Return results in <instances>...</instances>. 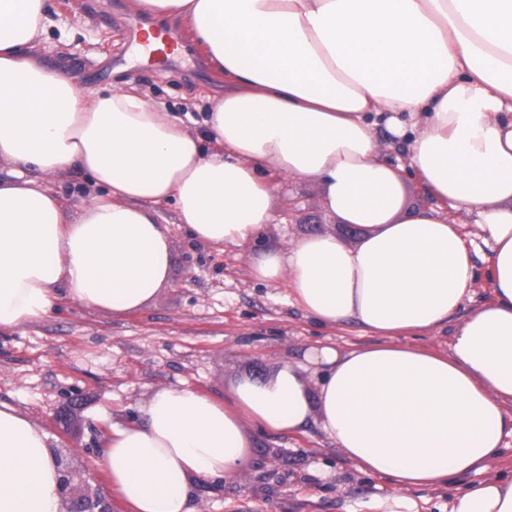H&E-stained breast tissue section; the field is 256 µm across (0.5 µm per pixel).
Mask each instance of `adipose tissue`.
Instances as JSON below:
<instances>
[{
  "instance_id": "1",
  "label": "adipose tissue",
  "mask_w": 512,
  "mask_h": 512,
  "mask_svg": "<svg viewBox=\"0 0 512 512\" xmlns=\"http://www.w3.org/2000/svg\"><path fill=\"white\" fill-rule=\"evenodd\" d=\"M193 29L231 91L206 136L137 90L83 92L34 58L47 0H0V330L65 298L127 316L169 281L159 205L213 247L274 223L278 177L314 180L362 231H316L261 252L253 275L287 281L323 326L354 321L374 343L307 347L299 363L241 377L224 403L160 388L132 425L103 435L100 465L129 512H195L193 485L232 473L245 422L273 433L319 423L356 468L394 488L459 489L451 512H512V478L487 464L512 436V0H139ZM407 139L383 158L374 131ZM78 170L93 192L67 213L28 178ZM414 173L433 206L404 213ZM476 217L492 297L471 306L475 251L449 210ZM464 311L448 353L406 343ZM317 377L308 384L305 372ZM42 427L0 404V512H63Z\"/></svg>"
}]
</instances>
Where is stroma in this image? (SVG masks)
Returning a JSON list of instances; mask_svg holds the SVG:
<instances>
[{"label":"stroma","instance_id":"1","mask_svg":"<svg viewBox=\"0 0 512 512\" xmlns=\"http://www.w3.org/2000/svg\"><path fill=\"white\" fill-rule=\"evenodd\" d=\"M134 12L133 0H48L42 64L85 90L117 84L146 91L172 112L208 111L224 91L223 73L208 67L195 41L165 69L139 62L128 52L125 28ZM274 208L284 223L222 250L191 244L172 228L169 282L137 313L116 318L66 299L43 319L0 333V403L42 426L55 451L79 455L86 466L80 486L108 493L98 466L104 424L138 421L152 391L188 385L228 401L240 376L297 361L306 346L345 351L365 343L355 324L314 322L286 281L253 277L252 257L290 247L307 233L331 232L350 247L359 241L351 226L329 215L320 183L283 179ZM452 217L479 253L478 305L491 296L484 275L490 250L472 215ZM245 432L251 446L236 470L196 485L197 512H384L391 505L399 512H448L457 490L476 480L458 475L442 488L398 491L382 476L359 472L316 423L288 434L249 422Z\"/></svg>","mask_w":512,"mask_h":512}]
</instances>
